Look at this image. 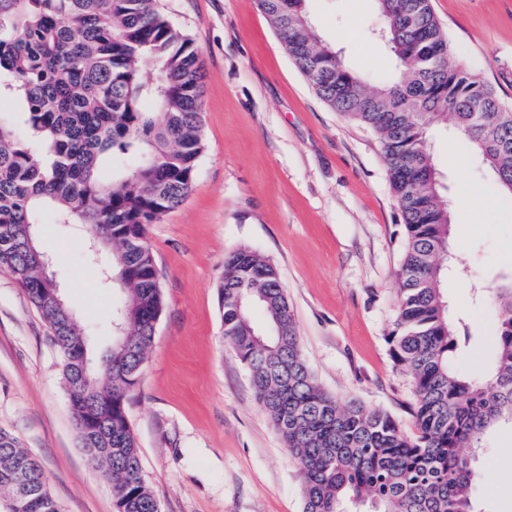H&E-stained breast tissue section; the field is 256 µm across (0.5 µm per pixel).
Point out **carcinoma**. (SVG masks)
<instances>
[{"label": "carcinoma", "instance_id": "cac0c4a2", "mask_svg": "<svg viewBox=\"0 0 512 512\" xmlns=\"http://www.w3.org/2000/svg\"><path fill=\"white\" fill-rule=\"evenodd\" d=\"M375 2L376 36L397 66L370 87L318 38L305 0H258L316 94L381 144L406 237L390 343L413 382L414 432L379 409L342 405L319 386L277 269L247 249L224 258V338L292 450L303 512H351L350 504L368 506L364 512H480L474 490L482 474L465 449L512 422V280L486 297L497 318L489 368L461 372V336L438 263L448 251V207L428 140L433 125L453 121L512 195V106L456 59L431 0ZM202 89L200 50L156 0H0V100L16 105L15 115H0V269L46 321L81 445L96 450L123 512H159L141 475L127 398L163 309L147 226L192 191L204 149ZM47 214L88 228L97 250L86 249V260L123 296L112 310L122 332L97 363L72 309L46 291L36 226ZM84 371L89 379L80 382ZM19 465L30 478L27 512H61L40 462L3 429L0 512L16 497L11 475Z\"/></svg>", "mask_w": 512, "mask_h": 512}]
</instances>
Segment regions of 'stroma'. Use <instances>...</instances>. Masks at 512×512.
Wrapping results in <instances>:
<instances>
[{
	"label": "stroma",
	"instance_id": "35a3bbf8",
	"mask_svg": "<svg viewBox=\"0 0 512 512\" xmlns=\"http://www.w3.org/2000/svg\"><path fill=\"white\" fill-rule=\"evenodd\" d=\"M203 55V139L193 190L149 225L164 307L127 401L144 479L161 512H302L290 448L224 339L219 285L227 254L248 249L279 271L303 356L340 402L381 409L412 431L410 376L389 334L405 232L375 133L322 101L295 66L258 0H157ZM461 61L512 104V0H431ZM322 39L369 84L394 70L373 35L375 0H305ZM430 152L449 202V245L460 267L443 282L449 314L473 340L460 370L485 364L495 315L476 286L512 275V196L484 171L462 134L439 126ZM476 194L481 208L458 209ZM86 231L45 220L66 300L98 355L112 343L119 292L102 288L83 258ZM48 328L0 270V428L42 463L63 512H117L112 488L75 429ZM485 476L480 512H512V425L475 452Z\"/></svg>",
	"mask_w": 512,
	"mask_h": 512
}]
</instances>
